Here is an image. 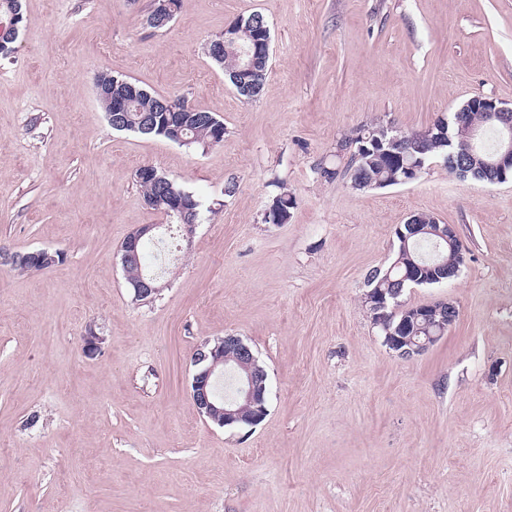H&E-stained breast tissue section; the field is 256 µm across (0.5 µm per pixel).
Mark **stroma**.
I'll return each instance as SVG.
<instances>
[{
    "mask_svg": "<svg viewBox=\"0 0 512 512\" xmlns=\"http://www.w3.org/2000/svg\"><path fill=\"white\" fill-rule=\"evenodd\" d=\"M22 4L0 62V248L64 261L0 266V512H512V181L437 159L386 188L319 174L371 124L420 131L477 95L511 107L512 0H181L162 30L150 0ZM254 12L272 54L246 102L204 47ZM104 71L215 115L223 142L112 129ZM144 164L201 214L138 301L120 247L167 221ZM283 191L291 218L266 222ZM415 212L454 226L464 263L405 292L458 317L402 359L363 295ZM227 334L267 372L254 426L218 427L190 396L195 348ZM153 170L154 167L151 165H142L136 170V174L141 177ZM155 171L156 179L153 177H136V182L142 190L144 200H151L155 204V206L152 207L155 210H169L167 202L168 198H182L189 203L190 208H195L197 212L196 221H198L199 208L201 204L197 198L192 193L179 187L176 182L168 178L165 174L159 172L156 168Z\"/></svg>",
    "mask_w": 512,
    "mask_h": 512,
    "instance_id": "1",
    "label": "stroma"
}]
</instances>
